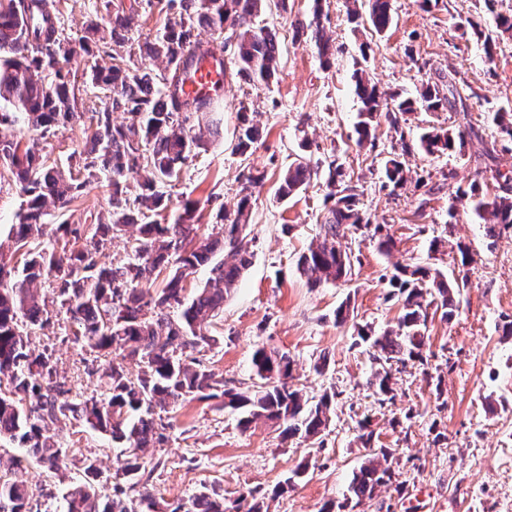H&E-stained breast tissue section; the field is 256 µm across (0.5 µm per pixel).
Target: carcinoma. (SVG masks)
I'll use <instances>...</instances> for the list:
<instances>
[{"label":"carcinoma","instance_id":"cac0c4a2","mask_svg":"<svg viewBox=\"0 0 512 512\" xmlns=\"http://www.w3.org/2000/svg\"><path fill=\"white\" fill-rule=\"evenodd\" d=\"M368 14L350 10L355 27L365 24L382 35L393 23L391 0H366ZM287 10L288 0H166V21L138 46L142 62L134 61L129 32L139 16L140 0L116 6L109 16L112 52L109 64H100L93 52L90 34L70 42V54H60L66 41L53 15L55 0H0V168L10 174L26 197L17 222L8 237L15 251L22 252L23 265L13 279L4 281L0 265V443L26 449L51 473L67 460L69 448L60 433L49 425L67 421L87 424L124 448V477L130 486L141 484L146 473L144 450L165 442L167 424L161 413L187 398L219 399L222 405L242 411L238 420L246 430L265 420L286 442L296 436L320 439L329 424L336 394L324 393L318 400L304 397L292 384L293 362L285 352L258 347L252 355L257 389L240 392L227 387L197 354L216 342L213 318L238 285L253 257L248 232V214L255 189L264 174H249L241 184L236 209H219L223 222L217 237L203 236L196 223L198 202L187 200L161 223L148 220L169 209V198L160 184L178 178L187 162L220 134V121L212 115V103L181 96L187 73L198 61L212 56L209 43L194 32L207 28L215 39L234 40L230 62L235 75L250 84L269 85L279 67V39L269 27L255 20L269 6ZM321 0H313L312 20L298 24L296 32L313 29L314 43L322 64L330 66L336 52L321 24ZM81 58L87 79L103 93L94 110L91 149L78 154L68 171L21 147L16 130L27 127L41 135H54L81 118L87 101L70 78L65 64ZM159 61L158 74L143 59ZM354 94L361 103L354 125L355 145L373 144L375 130L384 120L393 131L398 150L382 163V188L395 192L409 181L406 158L414 151L427 156L460 153L465 147L461 131L431 126L417 136L405 131L399 116L421 109L440 112L461 106L475 96L472 87L456 75L441 82L421 83L416 95L388 94L362 68L352 73ZM121 111L129 123L116 125L112 114ZM240 125L235 149L242 156L253 153L261 139L259 128L240 103ZM492 121L506 144L485 146L479 157L491 173L494 192L478 183L450 193L448 218L456 216L457 204L470 209L485 224V235L494 239L512 230V167L503 169L499 153H512V116L502 110ZM325 176L326 199L332 205L324 216L315 244L298 260V269L308 282L319 285L347 278L352 255L341 247L348 231L373 230L378 248L388 253L395 240L388 225H371L361 204L359 181L333 159L321 162L297 160L283 172L278 196L288 198L309 185L318 173ZM109 174V215L106 222L91 225L83 236L66 223L59 228L74 237L57 248L42 245L47 219L60 218L87 183ZM130 234L128 258L105 265L98 255L118 235ZM85 239L79 243V239ZM208 269L203 286L192 291L183 283L185 270ZM51 278L54 288L47 296L34 284ZM469 285L468 276L448 278L443 272L422 266H398L389 287L402 302L395 328L379 336L371 329L358 331L360 339L374 349L381 369L368 380L375 393H392L387 365L422 358L430 313L452 321L457 312L455 295ZM62 317L66 335L91 352L110 350L115 358L103 368V392L89 398H70L57 380V369L48 349L35 352L29 331L55 325ZM136 361L141 372L132 377L123 366ZM369 458L353 475L348 500L358 504L373 498L376 488L392 478L381 465L390 450L374 448L369 424L360 426ZM84 478L63 496L62 512H163L160 501L145 487L139 501L127 500V490L116 483L105 499L95 480L99 469L84 462ZM33 493L14 477L12 467L0 462V512H40L33 509ZM171 512H226L224 494L203 485L186 509Z\"/></svg>","mask_w":512,"mask_h":512}]
</instances>
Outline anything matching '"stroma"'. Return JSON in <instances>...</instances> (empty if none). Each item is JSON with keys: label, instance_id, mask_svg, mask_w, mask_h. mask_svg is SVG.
Wrapping results in <instances>:
<instances>
[{"label": "stroma", "instance_id": "stroma-1", "mask_svg": "<svg viewBox=\"0 0 512 512\" xmlns=\"http://www.w3.org/2000/svg\"><path fill=\"white\" fill-rule=\"evenodd\" d=\"M394 21L383 35L362 38L348 20L352 0H325L324 24L338 52L323 67L310 34L296 25L312 16L311 0H288L287 11L271 10L264 20L279 31L280 70L270 85L252 86L234 73L224 79V97L216 104L224 124L220 139L184 167L168 188L171 206L199 202L203 233L217 229L219 208L234 211L249 170L265 174V184L251 201L255 239L252 264L237 291L224 304L205 355L208 367L225 384L243 391L256 380L251 364L259 346L286 352L295 362L296 383L308 396L332 393L336 410L323 444L298 438L281 442L263 422L241 429L238 415L216 400H186L170 408L167 441L146 449L144 459L155 471L151 483L169 507L188 502L201 486L224 491L225 506L240 493L256 492L269 512H342L348 486L367 453L358 438L369 421L375 445L389 448L392 480L374 498L352 512H512V335L503 326L512 320V235L487 238L477 218L459 211L448 216L452 187L468 185L482 166L475 160L480 144H494L498 128L489 110L512 108V33L499 35L492 51L476 37L462 34L472 19L492 25L485 0H440L423 10L420 0H392ZM59 26L71 39L89 24L100 31L94 50L103 53L112 39L104 0H60ZM368 52H360L361 43ZM364 64L381 90L415 95L422 81L457 73L477 92L467 113L417 111L401 116L402 126L420 131L429 126H473L477 136L463 153L438 158L415 155L409 166L423 176V186L407 184L383 190L379 162L392 152L388 125L376 132L374 147L357 149L354 124L359 104L351 75ZM249 103L262 139L253 154L242 157L234 147L240 102ZM92 112L49 138L27 132L35 150L60 166L88 146ZM311 146L301 150L302 138ZM317 161L336 156L361 179L363 209L372 223L386 224L396 239L391 253L379 252L376 240L355 232L342 244L356 256L348 280L310 287L297 269L299 257L320 232L326 210V187L313 178L306 189L279 199L283 172L298 156ZM108 214L107 196L92 184L71 203L65 219L86 228ZM438 249H431L432 240ZM466 244L474 258L469 286L457 296L452 322L430 319L422 362L393 364L394 397L380 401L367 380L376 369L373 350L359 343L357 330L380 332L395 326L401 302L390 292L395 264L430 267L452 274V250ZM349 303L345 324L336 309ZM31 347L50 349L59 380L71 396L102 391L97 370L106 364L68 340L56 328L31 336ZM327 366L315 371L319 359ZM71 454L66 474L80 477L85 458L102 470L103 494L122 479L123 457L108 435L76 422L63 431ZM305 474L292 479L299 463ZM18 479L31 485L40 512H57L64 488L59 479L31 458H24Z\"/></svg>", "mask_w": 512, "mask_h": 512}]
</instances>
